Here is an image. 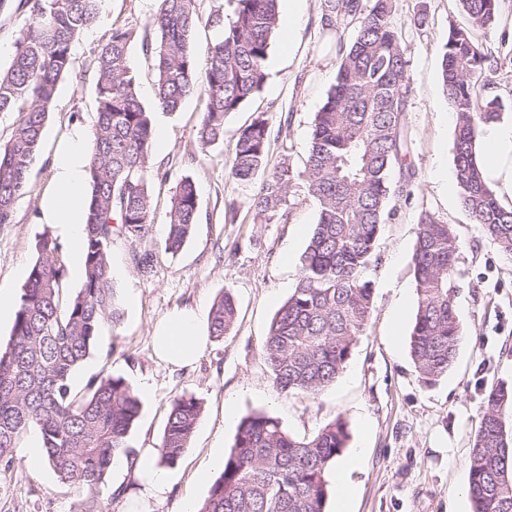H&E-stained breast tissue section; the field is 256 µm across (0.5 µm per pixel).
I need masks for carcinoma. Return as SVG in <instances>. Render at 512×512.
Here are the masks:
<instances>
[{"label":"carcinoma","instance_id":"carcinoma-1","mask_svg":"<svg viewBox=\"0 0 512 512\" xmlns=\"http://www.w3.org/2000/svg\"><path fill=\"white\" fill-rule=\"evenodd\" d=\"M102 0H19L32 21L0 69V112L20 119L0 147V225L14 221L18 198L41 147L59 81L75 70L73 47L97 21ZM149 26L156 32L154 99L141 101L130 75L135 29L115 26L82 64L95 81L97 120L90 142L82 287H67L62 248L49 231L35 241L36 259L19 298L11 340L0 350V463L12 464L21 436L38 431L44 458L60 481L88 494L85 512L110 486L112 465L130 456L129 434L141 410L137 392L121 377H90L72 387L79 367L96 347L102 323L117 322L112 286V241L131 244L152 231L150 194L151 112H175L201 94L206 106L197 129L204 148L224 138L225 118L264 87L267 60L279 25V0H232L233 17L214 10L207 24L220 36L199 49L193 33L201 21L196 0H158ZM394 0H341L358 22L353 41L340 49L334 83L315 114L304 169L285 163L261 181L270 124L260 112L237 138L231 177L250 191L249 203L265 223L283 215L288 193L301 177L318 218L302 256L297 284L276 312L262 357L282 392L317 395L342 372L369 323L374 288L364 271L377 260L383 224L393 198L414 176L404 112L411 93L408 59L394 23ZM471 25L448 28L441 60L443 89L455 113V179L459 200L486 238L512 256V207L498 201L485 181L478 148L484 125L504 110L501 98L483 97L485 73L498 65L472 28L492 29L501 0H459ZM399 170L400 180L392 178ZM198 215L194 181L181 178L168 211L167 253L192 236ZM412 266L418 307L410 333L415 368L427 384L448 373L462 327L455 276L460 244L450 225L423 210ZM236 303L226 292L213 303L208 333L220 340L235 324ZM512 404V387H493L469 455L473 512H512V438L500 408ZM202 406L181 395L170 405L159 465L173 468L188 448ZM347 424L338 418L298 439L261 412L245 416L224 470L197 512H324L327 473L346 448Z\"/></svg>","mask_w":512,"mask_h":512}]
</instances>
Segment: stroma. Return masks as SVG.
<instances>
[{"label":"stroma","mask_w":512,"mask_h":512,"mask_svg":"<svg viewBox=\"0 0 512 512\" xmlns=\"http://www.w3.org/2000/svg\"><path fill=\"white\" fill-rule=\"evenodd\" d=\"M394 19L409 61L412 87L404 114L414 159L411 195L393 201L395 214L383 225L378 261L366 271L374 286L370 322L359 336L342 373L319 395L278 390L262 358L272 318L296 286L301 257L317 221V207L303 180L288 193L283 219L264 223L251 209L247 189L230 176L234 145L256 113L272 127L268 169L287 161L302 170L314 117L334 82L340 44L350 43L356 23L342 19L337 29L321 23L328 0H305L304 21L280 27L267 60L262 91L227 116L224 140L204 148L196 131L205 100L195 95L175 112L152 114L165 134L153 149L150 183L153 228L142 246L112 243L113 288L118 323H104L95 353L74 376L82 388L93 375L124 378L138 392L142 410L131 431L135 453L156 450L171 400L196 397L202 415L180 462L163 468L165 491L144 495L131 471L113 468V486L122 498L102 492L101 512H181L184 502L200 503L224 469L241 419L255 411L280 421L296 437L308 436L336 418L349 430L344 456L356 457L348 495L329 491L326 512H472L468 493L469 454L478 433L485 396L495 385L512 386V258L487 239L462 209L454 170L456 120L443 92L441 59L450 25L464 26L458 0H395ZM157 0H103L96 24L74 47L85 58L113 26L135 28L130 71L144 104H151L155 80L154 38L149 17ZM424 26H417V18ZM97 114L91 73L63 77L51 107L41 149L28 187L15 204V221L0 225V289L19 297L36 258L35 240L45 229L38 202L52 186L51 159L72 126L92 133ZM190 177L199 194L192 237L177 255L164 253L167 212L178 179ZM430 211L450 224L460 242L455 303L463 339L447 375L425 385L409 349L418 305L411 268L417 219ZM152 251L151 272H142L134 254ZM231 292L238 317L224 339L207 341L198 361L178 368L154 353V328L185 307L210 309ZM233 418H226V407ZM37 432L24 435L11 465H0V512H84L86 495L62 483L49 467L30 468Z\"/></svg>","instance_id":"stroma-1"}]
</instances>
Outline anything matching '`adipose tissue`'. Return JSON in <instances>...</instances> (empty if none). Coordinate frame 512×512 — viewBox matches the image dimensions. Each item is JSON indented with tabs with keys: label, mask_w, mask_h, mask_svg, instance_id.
<instances>
[{
	"label": "adipose tissue",
	"mask_w": 512,
	"mask_h": 512,
	"mask_svg": "<svg viewBox=\"0 0 512 512\" xmlns=\"http://www.w3.org/2000/svg\"><path fill=\"white\" fill-rule=\"evenodd\" d=\"M480 149L485 158L486 180L496 182L502 195L512 200V122L495 123L483 130ZM88 147L81 127H73L52 159V189L39 202L44 223L59 228L69 243L73 258H80L85 240V185ZM196 310L171 315L153 336L156 356L175 366H187L200 356L205 344L199 333Z\"/></svg>",
	"instance_id": "adipose-tissue-1"
}]
</instances>
